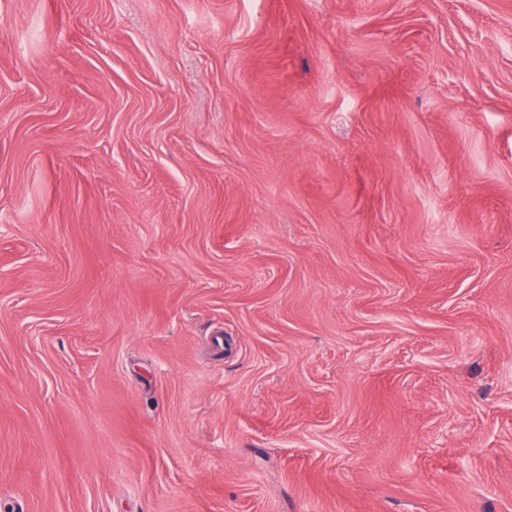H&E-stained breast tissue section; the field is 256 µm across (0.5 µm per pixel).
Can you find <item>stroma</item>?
Here are the masks:
<instances>
[{
	"mask_svg": "<svg viewBox=\"0 0 512 512\" xmlns=\"http://www.w3.org/2000/svg\"><path fill=\"white\" fill-rule=\"evenodd\" d=\"M0 512H512V0H0Z\"/></svg>",
	"mask_w": 512,
	"mask_h": 512,
	"instance_id": "1",
	"label": "stroma"
}]
</instances>
